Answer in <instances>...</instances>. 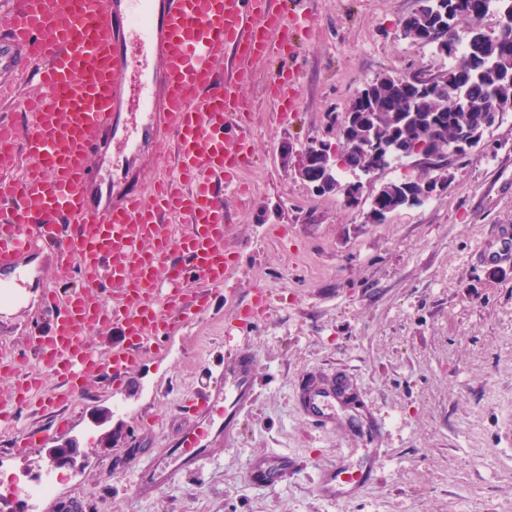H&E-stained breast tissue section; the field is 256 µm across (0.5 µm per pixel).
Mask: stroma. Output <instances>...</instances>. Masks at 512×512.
Here are the masks:
<instances>
[{"label":"stroma","instance_id":"stroma-1","mask_svg":"<svg viewBox=\"0 0 512 512\" xmlns=\"http://www.w3.org/2000/svg\"><path fill=\"white\" fill-rule=\"evenodd\" d=\"M419 7L307 0L312 21L293 56L257 61L241 84L255 149L242 195L224 196L230 277L205 311L142 356L120 391L92 377L63 409H23L18 426L45 433L43 445L19 454L0 432V512H61L68 499L86 512H512V264L476 260L498 226L512 225V112L451 166L447 193L384 224L365 221L371 195L412 173L410 160L365 183L353 207L297 172L304 147H336L367 82L447 70V58L400 34ZM293 59L298 97L288 106L267 80ZM23 294L22 304L0 306L7 353L45 321L40 288ZM236 349L259 363L256 400L233 441L213 440L199 472L140 498L145 454L180 437L187 400ZM338 372L355 401L317 424L298 386ZM70 440L82 454L61 468L52 496L8 495L43 474L47 448ZM274 454L291 460L287 477L250 482L252 462ZM338 465L373 479L324 497L322 475Z\"/></svg>","mask_w":512,"mask_h":512}]
</instances>
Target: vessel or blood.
I'll list each match as a JSON object with an SVG mask.
<instances>
[{"mask_svg": "<svg viewBox=\"0 0 512 512\" xmlns=\"http://www.w3.org/2000/svg\"><path fill=\"white\" fill-rule=\"evenodd\" d=\"M304 18L279 0H12L0 12V72L28 70L40 91L23 102L25 121H0V153L17 171L0 173V297L39 255L76 267L69 292L42 291L45 327L30 330L38 364L58 381L21 371L22 355H0V425L40 401L71 403L90 374L119 389L152 337L208 307L231 273L224 261L223 188L236 186L253 156L252 105L237 88L260 58L292 46ZM234 48L237 76L224 74ZM293 71L270 77L276 97L295 101ZM176 171L140 189L138 176L165 144ZM512 255L502 229L484 265ZM120 329L122 347L100 358L89 343L99 326ZM255 357L235 358L199 390L195 424L147 462L137 493L147 498L197 471L209 438L231 435L254 400ZM284 456L254 463L251 478L274 486Z\"/></svg>", "mask_w": 512, "mask_h": 512, "instance_id": "1", "label": "vessel or blood"}]
</instances>
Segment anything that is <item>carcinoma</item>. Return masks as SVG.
Here are the masks:
<instances>
[{
	"mask_svg": "<svg viewBox=\"0 0 512 512\" xmlns=\"http://www.w3.org/2000/svg\"><path fill=\"white\" fill-rule=\"evenodd\" d=\"M487 11L504 15L497 34L490 37L479 28H471L465 52L448 71L431 77L419 88L401 77L383 76L367 84L368 106L346 129L353 140L375 141L392 148L423 143L433 155L432 166L416 177L388 182L382 190L383 201L390 203L417 187V180L437 177L451 180L448 170L452 159L467 154L462 142L480 141L491 126V105L499 113L512 112V0H484ZM459 15L445 18L434 11L432 0H421V7L405 21L409 32L433 34L429 45L444 56H453L457 47L448 46V33L454 32ZM471 106L463 109L459 102ZM311 154L306 165L311 175L320 174L327 182V192L342 187L338 169L324 165L319 155Z\"/></svg>",
	"mask_w": 512,
	"mask_h": 512,
	"instance_id": "cac0c4a2",
	"label": "carcinoma"
}]
</instances>
